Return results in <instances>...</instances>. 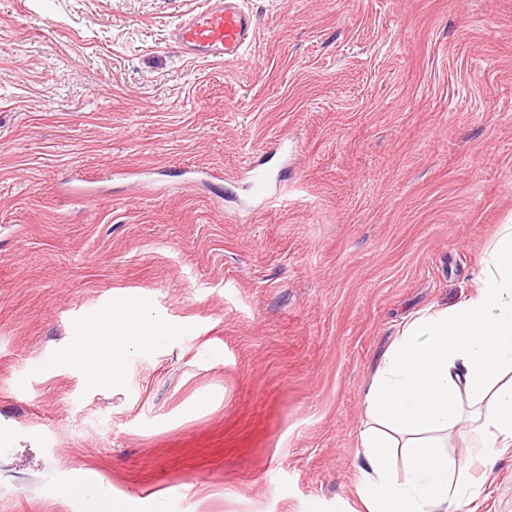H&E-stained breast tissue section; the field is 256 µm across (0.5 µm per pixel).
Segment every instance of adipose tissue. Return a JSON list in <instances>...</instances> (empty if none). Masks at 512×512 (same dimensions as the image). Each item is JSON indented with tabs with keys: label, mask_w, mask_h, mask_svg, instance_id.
<instances>
[{
	"label": "adipose tissue",
	"mask_w": 512,
	"mask_h": 512,
	"mask_svg": "<svg viewBox=\"0 0 512 512\" xmlns=\"http://www.w3.org/2000/svg\"><path fill=\"white\" fill-rule=\"evenodd\" d=\"M155 323L135 302L113 307L77 363L100 382L119 383L116 339L145 345ZM363 493L369 512H455L479 487L448 455L458 437L470 456L495 464L512 447V224L501 225L474 278L453 306L419 312L386 351L365 394ZM400 449L402 474L391 449Z\"/></svg>",
	"instance_id": "obj_1"
}]
</instances>
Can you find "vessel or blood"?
I'll use <instances>...</instances> for the list:
<instances>
[{
	"instance_id": "b4317fda",
	"label": "vessel or blood",
	"mask_w": 512,
	"mask_h": 512,
	"mask_svg": "<svg viewBox=\"0 0 512 512\" xmlns=\"http://www.w3.org/2000/svg\"><path fill=\"white\" fill-rule=\"evenodd\" d=\"M256 37V26L242 0H204L171 30L174 47L193 59L233 61Z\"/></svg>"
}]
</instances>
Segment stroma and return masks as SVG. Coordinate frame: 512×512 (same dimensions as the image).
<instances>
[{
  "label": "stroma",
  "instance_id": "35a3bbf8",
  "mask_svg": "<svg viewBox=\"0 0 512 512\" xmlns=\"http://www.w3.org/2000/svg\"><path fill=\"white\" fill-rule=\"evenodd\" d=\"M202 2L0 0V512H367L364 392L512 222V0H246L226 63L169 43ZM449 455L512 512V447ZM93 343L77 356L76 362L98 382L119 383L123 377L124 357L115 347L121 337L128 345H145L158 336L155 323L147 318L143 308L127 302L112 308L110 316L94 327Z\"/></svg>",
  "mask_w": 512,
  "mask_h": 512
}]
</instances>
